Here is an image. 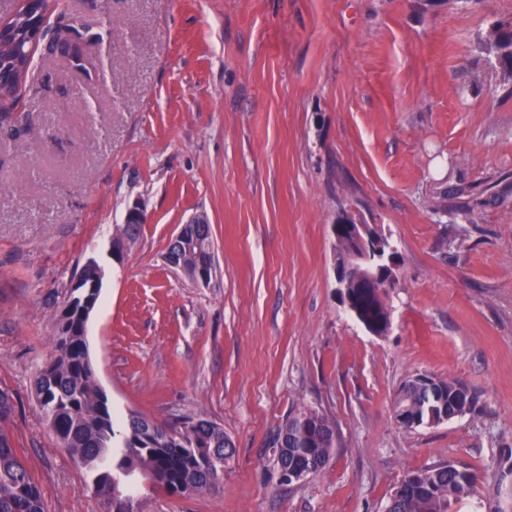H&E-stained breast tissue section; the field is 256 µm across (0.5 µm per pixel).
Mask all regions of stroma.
Here are the masks:
<instances>
[{"instance_id":"35a3bbf8","label":"stroma","mask_w":512,"mask_h":512,"mask_svg":"<svg viewBox=\"0 0 512 512\" xmlns=\"http://www.w3.org/2000/svg\"><path fill=\"white\" fill-rule=\"evenodd\" d=\"M512 0H60L19 117L0 120V391L44 512H114L50 429L34 379L88 258L104 276L86 336L112 411L223 427L218 490L143 475L133 512H385L407 476L469 467L450 512H512V82L485 50ZM146 222L109 254L132 202ZM398 252L371 335L341 304L340 208ZM217 274L164 260L194 215ZM453 378L475 412L400 427L412 376ZM311 408L324 469L279 484L273 439Z\"/></svg>"}]
</instances>
